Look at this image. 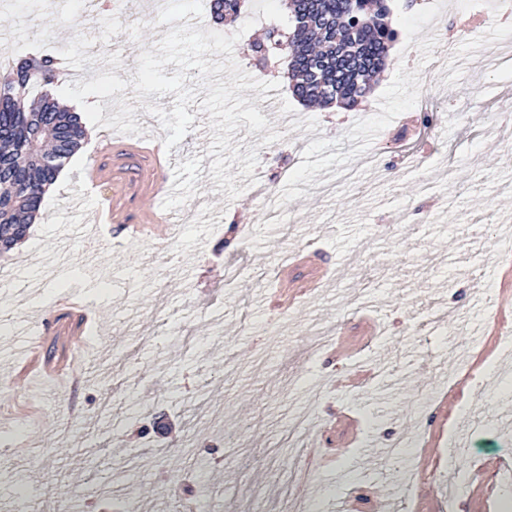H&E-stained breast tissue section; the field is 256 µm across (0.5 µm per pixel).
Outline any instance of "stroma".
I'll return each mask as SVG.
<instances>
[{
  "mask_svg": "<svg viewBox=\"0 0 512 512\" xmlns=\"http://www.w3.org/2000/svg\"><path fill=\"white\" fill-rule=\"evenodd\" d=\"M142 2L92 13L85 0H0V50L59 56L75 82L111 73L128 83L88 96L94 146L66 163L25 250L0 262V418L32 424L39 440L33 452L0 447V512H17L23 484L28 512L51 497L86 512L93 492L109 512L132 492L136 512H176L186 485L201 486L214 512H278L275 477L295 463L286 437L301 415L319 512L344 501L355 512H448V487L463 475L457 512H489L503 497L497 473L512 471V122L500 118L512 70L484 62L512 46V17H476L450 0L446 56L422 9L395 0L408 41L392 44L364 109L339 118L282 87L291 129L272 118L253 131L242 119L212 155L201 88L169 162L167 131L142 115L172 112L175 93L129 86L156 32L195 16L200 30L240 33L235 58L264 81L288 61L257 68L250 46L287 11L266 0L264 22L245 31L216 21L211 0H168L161 14ZM293 136L306 144L299 163ZM107 143L112 177L86 192ZM265 143L276 151L263 154ZM259 167L285 207L280 222L260 219L249 189ZM331 180L335 194L311 193ZM356 250L367 258L354 268ZM228 261L242 267L233 282ZM32 281L34 308L18 297ZM72 291L82 302L61 310ZM45 321L36 359L14 361L15 344ZM322 330L344 336V351L314 348ZM452 343L462 365L448 359ZM61 361L65 391L37 397L24 371ZM359 365L364 377L338 389ZM417 409L431 417L417 455H369L413 433ZM452 433L465 444L453 454Z\"/></svg>",
  "mask_w": 512,
  "mask_h": 512,
  "instance_id": "1",
  "label": "stroma"
}]
</instances>
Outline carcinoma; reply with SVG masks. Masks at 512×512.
I'll return each mask as SVG.
<instances>
[{"mask_svg": "<svg viewBox=\"0 0 512 512\" xmlns=\"http://www.w3.org/2000/svg\"><path fill=\"white\" fill-rule=\"evenodd\" d=\"M294 23L286 36L270 30L291 57L288 75L294 96L304 103L350 108L370 90L397 23L389 0H284ZM246 0H215L219 20L236 18ZM57 58L35 61L32 76L20 82L18 69L0 83V258L29 228L45 189L80 148L85 126L76 113L61 107L45 87L55 79Z\"/></svg>", "mask_w": 512, "mask_h": 512, "instance_id": "cac0c4a2", "label": "carcinoma"}]
</instances>
